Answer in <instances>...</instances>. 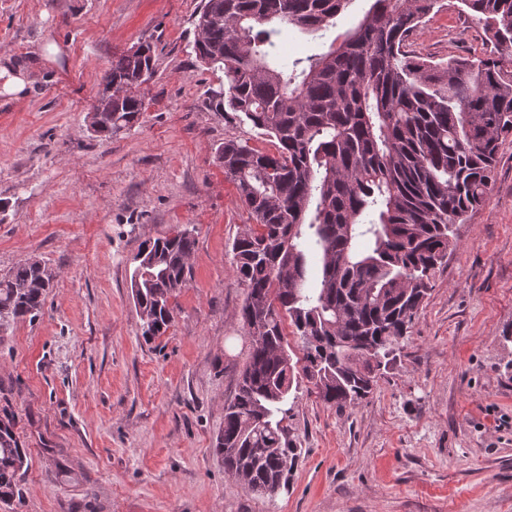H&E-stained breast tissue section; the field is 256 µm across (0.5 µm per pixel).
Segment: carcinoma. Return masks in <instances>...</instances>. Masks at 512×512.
<instances>
[{"label": "carcinoma", "mask_w": 512, "mask_h": 512, "mask_svg": "<svg viewBox=\"0 0 512 512\" xmlns=\"http://www.w3.org/2000/svg\"><path fill=\"white\" fill-rule=\"evenodd\" d=\"M349 2L203 0L193 21L196 58L224 71L211 100L275 144L273 153L237 139L218 148L254 223L232 243L251 347L215 450L225 474L268 495L286 487L295 460L285 421L297 373L331 406L371 393L448 257L451 226L490 200L499 145L512 136V0H458L483 23L490 49L480 56H409L440 0H372L327 51L291 63L277 52L279 25L327 30ZM154 75L147 41L112 59L95 132L134 127L139 88ZM194 246L183 228L136 256L130 288L144 339L171 325ZM52 282L35 259L1 276L0 332L39 316ZM287 318L303 341L300 367L285 347ZM27 465L1 421L0 502L20 497Z\"/></svg>", "instance_id": "1"}]
</instances>
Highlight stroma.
<instances>
[{"instance_id": "obj_1", "label": "stroma", "mask_w": 512, "mask_h": 512, "mask_svg": "<svg viewBox=\"0 0 512 512\" xmlns=\"http://www.w3.org/2000/svg\"><path fill=\"white\" fill-rule=\"evenodd\" d=\"M201 0H0V56L34 83L0 94V275L53 274L42 314L0 334V419L28 450L22 496L0 512H512V136L491 198L454 225L396 358L338 408L294 380L288 488L247 490L214 450L249 356L231 244L251 223L216 160L273 141L215 108L200 65ZM150 41L138 125L96 138L88 114L113 58ZM487 37L443 0L408 47L447 60ZM191 226L192 273L152 340L130 289L143 242Z\"/></svg>"}]
</instances>
